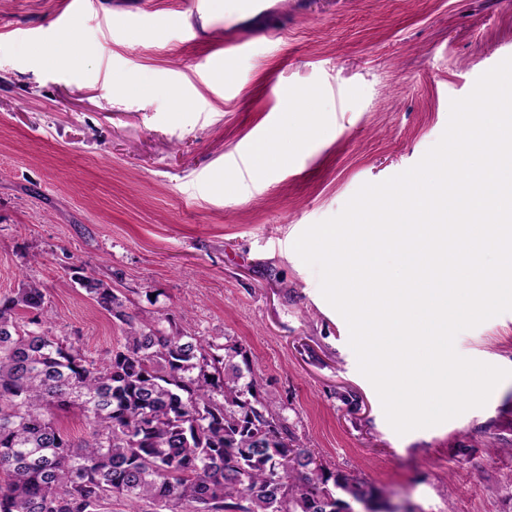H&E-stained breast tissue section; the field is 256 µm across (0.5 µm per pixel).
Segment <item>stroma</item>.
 I'll return each mask as SVG.
<instances>
[{"instance_id":"1","label":"stroma","mask_w":512,"mask_h":512,"mask_svg":"<svg viewBox=\"0 0 512 512\" xmlns=\"http://www.w3.org/2000/svg\"><path fill=\"white\" fill-rule=\"evenodd\" d=\"M67 35L78 64H43ZM510 56L512 0H0V298L39 282L53 334L100 360L123 325L84 268L127 312L242 349L295 436L386 512H512V376L397 434L293 249L418 163ZM455 349L512 373V311Z\"/></svg>"}]
</instances>
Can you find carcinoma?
<instances>
[{"instance_id":"obj_1","label":"carcinoma","mask_w":512,"mask_h":512,"mask_svg":"<svg viewBox=\"0 0 512 512\" xmlns=\"http://www.w3.org/2000/svg\"><path fill=\"white\" fill-rule=\"evenodd\" d=\"M73 280L126 325L124 343L90 361L52 335L40 284L0 299V512H101L113 497L129 512H346L376 496L304 446L256 380L240 384L241 349L167 331L93 276ZM70 410L89 428L78 443L58 421Z\"/></svg>"}]
</instances>
